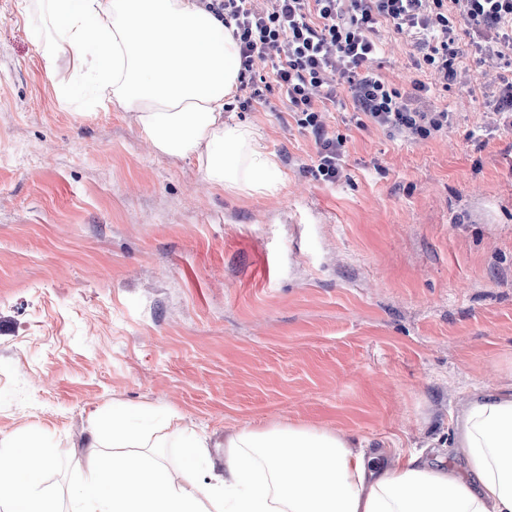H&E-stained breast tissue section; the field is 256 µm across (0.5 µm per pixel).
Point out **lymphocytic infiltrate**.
Masks as SVG:
<instances>
[{
	"label": "lymphocytic infiltrate",
	"mask_w": 512,
	"mask_h": 512,
	"mask_svg": "<svg viewBox=\"0 0 512 512\" xmlns=\"http://www.w3.org/2000/svg\"><path fill=\"white\" fill-rule=\"evenodd\" d=\"M226 25L240 44L241 108L263 103L264 94L249 78L255 59L271 63L273 80L296 124L313 135L317 159L310 168L319 180L335 183L341 169L343 136L326 129L316 95L335 101L329 78L347 86L357 113L389 137L428 139L448 131L449 114L415 107L418 82L401 93L365 66L379 51V29L390 24L414 38L420 53L415 65L440 84L457 73V51L450 34L456 23L476 37L478 55L512 58V0H200Z\"/></svg>",
	"instance_id": "obj_1"
}]
</instances>
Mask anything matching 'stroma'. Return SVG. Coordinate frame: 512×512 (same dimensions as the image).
Here are the masks:
<instances>
[{"mask_svg":"<svg viewBox=\"0 0 512 512\" xmlns=\"http://www.w3.org/2000/svg\"><path fill=\"white\" fill-rule=\"evenodd\" d=\"M29 0H0V439L45 432V487L67 499L89 429L113 407L178 415L212 446L224 433L301 423L372 448L452 446L469 391L512 382V122L493 98L504 60L432 85L445 135L357 129L342 174L314 178L313 138L268 104L250 123L286 184L258 197L209 190L194 159L160 156L131 117L62 100L67 58L47 74ZM376 73L403 92L410 36L380 30Z\"/></svg>","mask_w":512,"mask_h":512,"instance_id":"stroma-1","label":"stroma"}]
</instances>
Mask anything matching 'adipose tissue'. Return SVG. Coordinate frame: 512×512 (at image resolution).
<instances>
[{
    "instance_id": "adipose-tissue-1",
    "label": "adipose tissue",
    "mask_w": 512,
    "mask_h": 512,
    "mask_svg": "<svg viewBox=\"0 0 512 512\" xmlns=\"http://www.w3.org/2000/svg\"><path fill=\"white\" fill-rule=\"evenodd\" d=\"M46 69L68 53L99 106L130 114L152 150L195 158L213 188L247 195L279 188L273 154L253 127L225 117L240 85L233 30L199 0H36ZM147 434L113 408L97 423L69 512H512V384L462 404L454 448L465 470L423 454L364 448L306 425L224 434V479L149 460ZM116 447L104 457L105 447ZM53 450L33 431L0 442V512H62L40 485Z\"/></svg>"
}]
</instances>
